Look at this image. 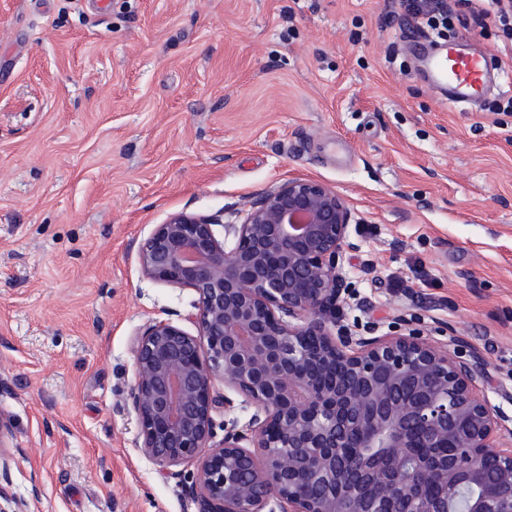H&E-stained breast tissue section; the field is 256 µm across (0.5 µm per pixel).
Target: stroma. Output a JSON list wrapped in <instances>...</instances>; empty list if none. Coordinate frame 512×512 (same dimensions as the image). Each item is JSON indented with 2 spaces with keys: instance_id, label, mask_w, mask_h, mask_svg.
Here are the masks:
<instances>
[{
  "instance_id": "35a3bbf8",
  "label": "stroma",
  "mask_w": 512,
  "mask_h": 512,
  "mask_svg": "<svg viewBox=\"0 0 512 512\" xmlns=\"http://www.w3.org/2000/svg\"><path fill=\"white\" fill-rule=\"evenodd\" d=\"M393 0H0V414L31 512H197L138 447L133 339L171 214L240 223L291 178L346 200L347 323L463 336L512 418V90L449 107Z\"/></svg>"
}]
</instances>
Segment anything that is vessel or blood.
<instances>
[{
    "mask_svg": "<svg viewBox=\"0 0 512 512\" xmlns=\"http://www.w3.org/2000/svg\"><path fill=\"white\" fill-rule=\"evenodd\" d=\"M429 77L446 90L448 102L458 106L481 97L492 76L490 58L482 52H468L462 43H451L428 56Z\"/></svg>",
    "mask_w": 512,
    "mask_h": 512,
    "instance_id": "b4317fda",
    "label": "vessel or blood"
}]
</instances>
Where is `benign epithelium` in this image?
Returning <instances> with one entry per match:
<instances>
[{
	"instance_id": "1",
	"label": "benign epithelium",
	"mask_w": 512,
	"mask_h": 512,
	"mask_svg": "<svg viewBox=\"0 0 512 512\" xmlns=\"http://www.w3.org/2000/svg\"><path fill=\"white\" fill-rule=\"evenodd\" d=\"M184 212L139 247L144 277L196 295L187 320L153 322L134 340L125 405L159 472L195 465L184 491L197 512H512L506 417L480 385L487 358L459 336L451 350L401 318L397 330L349 325L341 258L351 210L327 184L290 179L240 224ZM254 408L213 442L214 381ZM416 435L454 449L436 466ZM16 459L0 454V501ZM422 483L443 489L427 499Z\"/></svg>"
}]
</instances>
